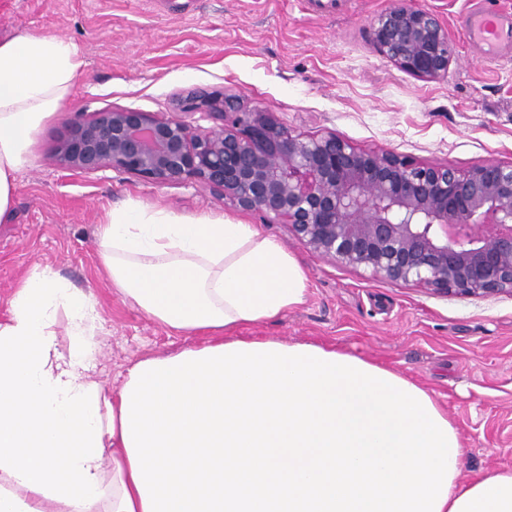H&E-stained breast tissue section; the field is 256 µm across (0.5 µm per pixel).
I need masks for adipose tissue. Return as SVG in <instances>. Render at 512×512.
Instances as JSON below:
<instances>
[{"label": "adipose tissue", "instance_id": "adipose-tissue-1", "mask_svg": "<svg viewBox=\"0 0 512 512\" xmlns=\"http://www.w3.org/2000/svg\"><path fill=\"white\" fill-rule=\"evenodd\" d=\"M83 65L77 47L54 35L20 31L0 41V222L12 214L35 134ZM98 244L120 296L171 330L209 333L214 347L306 300L295 257L251 224L129 205L108 213ZM97 320L90 298L52 268L16 288L0 320V512H144L121 393L90 374ZM440 512H512V468L453 478Z\"/></svg>", "mask_w": 512, "mask_h": 512}]
</instances>
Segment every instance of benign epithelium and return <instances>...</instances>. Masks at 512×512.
Returning <instances> with one entry per match:
<instances>
[{
  "label": "benign epithelium",
  "instance_id": "obj_1",
  "mask_svg": "<svg viewBox=\"0 0 512 512\" xmlns=\"http://www.w3.org/2000/svg\"><path fill=\"white\" fill-rule=\"evenodd\" d=\"M371 42L427 82L445 77L454 58L439 16L415 0H392L373 20ZM177 110L212 125L135 108L75 111L54 160L77 172L206 187L373 279L444 295H512V164L460 171L334 135L305 138L224 92L188 95Z\"/></svg>",
  "mask_w": 512,
  "mask_h": 512
}]
</instances>
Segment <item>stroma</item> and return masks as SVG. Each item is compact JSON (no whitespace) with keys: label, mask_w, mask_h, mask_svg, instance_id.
I'll return each mask as SVG.
<instances>
[{"label":"stroma","mask_w":512,"mask_h":512,"mask_svg":"<svg viewBox=\"0 0 512 512\" xmlns=\"http://www.w3.org/2000/svg\"><path fill=\"white\" fill-rule=\"evenodd\" d=\"M480 0H415L435 11L455 47L448 75L426 82L369 43L391 0H0V37L18 31L72 41L85 63L67 101L35 135L13 215L0 223V319L17 282L50 266L94 302L102 330L93 376L119 388L129 367L208 343L177 334L116 294L97 230L134 202L188 218L255 225L309 279L305 303L245 338L333 347L388 366L427 389L456 426L463 479L512 468V295L440 296L370 279L296 243L287 225L225 206L204 187H156L126 174H84L53 161L72 112L136 108L167 114L176 96L226 91L247 111L276 113L292 134H333L466 170L512 164V52L490 61L458 24Z\"/></svg>","instance_id":"obj_1"}]
</instances>
